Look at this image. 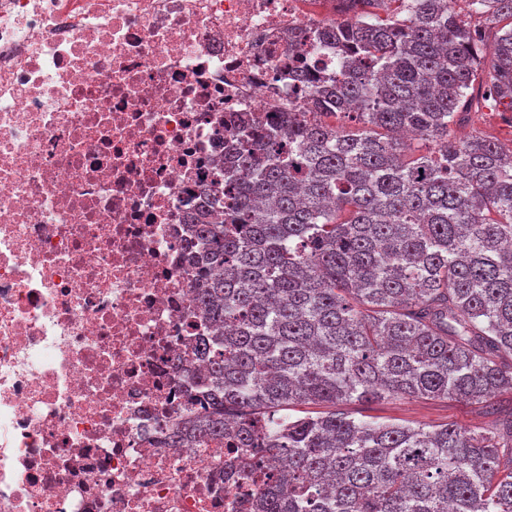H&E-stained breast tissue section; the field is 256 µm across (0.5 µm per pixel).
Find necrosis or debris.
<instances>
[{"mask_svg": "<svg viewBox=\"0 0 512 512\" xmlns=\"http://www.w3.org/2000/svg\"><path fill=\"white\" fill-rule=\"evenodd\" d=\"M346 2L0 0V512H253L232 437L167 445L216 334L187 216Z\"/></svg>", "mask_w": 512, "mask_h": 512, "instance_id": "necrosis-or-debris-1", "label": "necrosis or debris"}]
</instances>
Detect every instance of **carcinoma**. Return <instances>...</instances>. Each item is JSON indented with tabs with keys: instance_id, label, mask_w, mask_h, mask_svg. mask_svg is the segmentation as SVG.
Here are the masks:
<instances>
[{
	"instance_id": "1",
	"label": "carcinoma",
	"mask_w": 512,
	"mask_h": 512,
	"mask_svg": "<svg viewBox=\"0 0 512 512\" xmlns=\"http://www.w3.org/2000/svg\"><path fill=\"white\" fill-rule=\"evenodd\" d=\"M352 0L315 45L288 37L313 117L273 111L190 215L195 302L217 327L202 413L168 445L224 437L284 461L262 512H512V414L484 432L355 420L340 403L484 404L512 391V147L451 138L467 112H512V0H468L493 32L481 65L456 0ZM411 131L435 145L415 154ZM298 404L314 415L293 417Z\"/></svg>"
}]
</instances>
